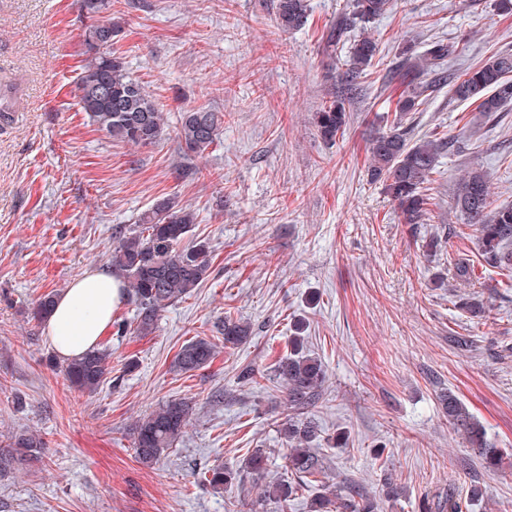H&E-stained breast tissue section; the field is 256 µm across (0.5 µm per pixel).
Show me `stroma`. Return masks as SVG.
Instances as JSON below:
<instances>
[{
    "label": "stroma",
    "instance_id": "1",
    "mask_svg": "<svg viewBox=\"0 0 512 512\" xmlns=\"http://www.w3.org/2000/svg\"><path fill=\"white\" fill-rule=\"evenodd\" d=\"M82 4L0 0V81L23 91L14 120L0 126V450L24 432L44 442L43 464L0 478V512H273L259 506L254 479L240 495L198 475L242 467L255 448L274 450L270 474L283 475L284 396L237 376L247 366L270 373L300 318L327 369L315 420L325 434L350 433L348 447L320 448L335 483L380 497L381 512H419L451 492L470 500L469 512H512V288L453 201L464 171L480 167L492 203L512 202V106L492 121L451 92L466 67L512 52V16L498 15L493 0H397L365 26L380 52L347 95L349 124L331 146L313 114L343 89L351 42L327 36L352 0H310L306 25L288 33L274 0H111L105 16L121 25L129 70L167 117L160 141L135 147L112 142L77 103ZM432 39L456 52L429 73L440 86L403 126L411 139L439 134L452 146L430 184L425 223L411 225L370 181L367 148L395 117L398 91L384 79L403 66L405 42L420 52ZM202 103L223 113L224 135L193 158L201 174L190 181L177 118ZM161 196L196 210L212 273L153 334L105 332L111 372L96 393L79 392L31 310L103 266L119 233ZM435 235L442 246L430 257L424 246ZM454 258L474 268L488 303L482 319L458 307ZM228 312L253 325L250 343L222 348L217 326ZM198 336L218 353L200 370L177 371V352ZM446 391L500 449V470L485 468L449 426ZM172 399L191 403L190 425L174 453L144 466L131 427ZM389 475L399 499L382 496Z\"/></svg>",
    "mask_w": 512,
    "mask_h": 512
}]
</instances>
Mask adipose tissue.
I'll use <instances>...</instances> for the list:
<instances>
[{
    "label": "adipose tissue",
    "mask_w": 512,
    "mask_h": 512,
    "mask_svg": "<svg viewBox=\"0 0 512 512\" xmlns=\"http://www.w3.org/2000/svg\"><path fill=\"white\" fill-rule=\"evenodd\" d=\"M125 299L117 276L92 268L75 279L55 300L44 332L60 358L75 360L97 346Z\"/></svg>",
    "instance_id": "ef3b65f1"
}]
</instances>
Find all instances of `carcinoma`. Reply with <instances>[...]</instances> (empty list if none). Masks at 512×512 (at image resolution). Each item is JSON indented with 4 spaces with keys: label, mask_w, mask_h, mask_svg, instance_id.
I'll return each instance as SVG.
<instances>
[{
    "label": "carcinoma",
    "mask_w": 512,
    "mask_h": 512,
    "mask_svg": "<svg viewBox=\"0 0 512 512\" xmlns=\"http://www.w3.org/2000/svg\"><path fill=\"white\" fill-rule=\"evenodd\" d=\"M394 0H353V11L345 19L348 26L366 23L391 10ZM308 0H277L275 19L286 33L305 25ZM119 35L118 27L106 22L101 27L94 20L86 27L84 42L90 58L77 79L78 104L90 121L112 141L135 146H150L164 135L166 118L163 108L153 99L144 84L132 78L124 55L112 50ZM454 53V48L441 41L429 44L426 51L407 58L408 66L394 73L389 82L404 86L394 112L398 114L389 129L369 143L371 177L379 181L396 202L404 224H422L429 211L428 185L439 165L445 142L438 139L411 141L401 131L402 120L416 111L435 92L436 85L419 80L438 62ZM378 54V44L369 36L354 40L344 63L343 78L354 86L367 75ZM452 91L461 100H474L476 109L491 117L512 104V54L499 53L463 71L453 79ZM177 138L184 156L203 155L221 140L224 114L207 106H195L180 113ZM348 124L345 100H332L315 114L320 137L334 143L344 134ZM455 208L464 216L466 225L477 234L478 247L492 266L507 271L512 278V203L491 208L490 185L485 172H465L454 197ZM197 224L196 211L173 197L155 199L145 210L136 229L121 236L106 254L107 268L124 279L126 292L134 305L129 321L113 323L116 335L129 333L146 336L155 331L162 312L170 305L192 295L209 276L210 247L204 239L193 237ZM452 279L458 285L475 286L470 265L461 260L449 262ZM461 308L473 318L485 313V305L477 296L461 299ZM296 336L288 357L276 365L275 388L284 394L290 417L279 424L278 431L286 442L282 459L288 477L268 482L263 498L288 512L311 482L326 478L327 472L317 448L322 429L309 416L323 395L326 379L321 359L304 351V323L295 324ZM219 334L224 347L232 349L245 344L253 334L250 322L224 316ZM216 344L197 337L178 351L174 365L182 373L199 370L212 361ZM109 348H95L82 358L66 363L64 372L70 384L94 393L110 373ZM448 423L465 436L475 453L489 469L502 461L500 450L491 446L482 427L473 419L451 392L441 396ZM191 408L173 399L138 419L133 427L134 448L138 460L151 465L176 450L189 425ZM42 439L32 433L14 436L9 450L0 453V474L37 467L41 461ZM270 453L256 448L246 467L256 478L264 477ZM204 480L212 486L243 491L240 471L226 466L208 470ZM325 491L313 497L309 512H378L376 499L351 486L336 490L324 485Z\"/></svg>",
    "instance_id": "cac0c4a2"
}]
</instances>
